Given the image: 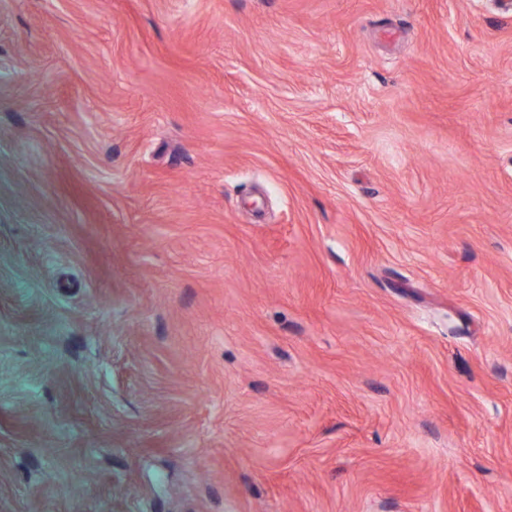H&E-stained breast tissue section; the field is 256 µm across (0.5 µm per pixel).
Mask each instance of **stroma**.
Instances as JSON below:
<instances>
[{
    "label": "stroma",
    "instance_id": "35a3bbf8",
    "mask_svg": "<svg viewBox=\"0 0 512 512\" xmlns=\"http://www.w3.org/2000/svg\"><path fill=\"white\" fill-rule=\"evenodd\" d=\"M0 512H512V0H0Z\"/></svg>",
    "mask_w": 512,
    "mask_h": 512
}]
</instances>
